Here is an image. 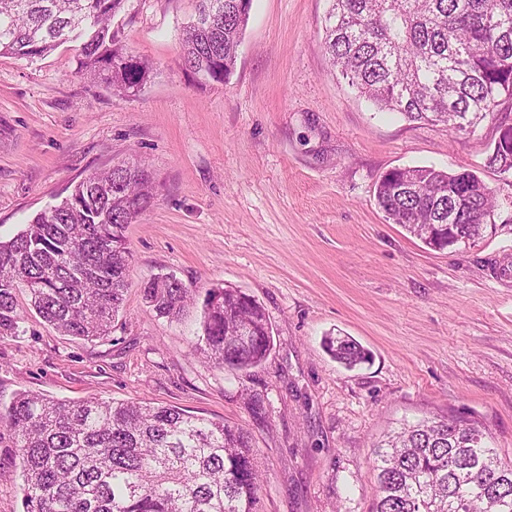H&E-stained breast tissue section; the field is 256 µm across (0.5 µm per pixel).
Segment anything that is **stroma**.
<instances>
[{
  "label": "stroma",
  "mask_w": 512,
  "mask_h": 512,
  "mask_svg": "<svg viewBox=\"0 0 512 512\" xmlns=\"http://www.w3.org/2000/svg\"><path fill=\"white\" fill-rule=\"evenodd\" d=\"M329 0H253L233 75L203 83L181 64L193 0H125L117 43L154 71L113 94L73 44L0 57V240L120 160L149 165L158 193L126 231L131 287L108 336H66L17 296L0 339V408L31 391L175 406L247 430L266 474L262 512H373V446L401 422L457 418L512 459V174L485 165L512 99L472 133L381 113L330 71ZM479 175L498 208L480 239L427 247L378 208L393 168ZM194 292L158 316L142 282ZM212 288L264 307L273 346L220 368L192 348ZM327 336L370 351L353 369ZM13 432L0 422V512H22Z\"/></svg>",
  "instance_id": "1"
}]
</instances>
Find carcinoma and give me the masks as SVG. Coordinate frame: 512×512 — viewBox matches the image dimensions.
Wrapping results in <instances>:
<instances>
[{"label": "carcinoma", "mask_w": 512, "mask_h": 512, "mask_svg": "<svg viewBox=\"0 0 512 512\" xmlns=\"http://www.w3.org/2000/svg\"><path fill=\"white\" fill-rule=\"evenodd\" d=\"M252 0H196L181 59L205 81L233 74ZM125 0H0V57L34 61L78 43L81 68L119 94L152 66L135 61L110 29ZM325 47L332 70L381 112L473 131L512 99V0H329ZM485 167L512 171L502 134ZM145 164L112 167L79 182L60 203L0 241V337L20 333L17 293L59 332L105 336L130 287L125 229L151 205ZM388 220L426 246L480 237L496 201L473 172L394 168L376 183ZM145 301L167 318L190 298L181 281L154 276ZM204 345L213 364L245 370L269 354L263 306L233 288L205 303ZM348 369L369 359L351 339L325 342ZM5 419L23 463L24 512H260L263 480L250 434L173 406L56 400L16 394ZM374 512H512V461L462 420L405 424L374 449Z\"/></svg>", "instance_id": "obj_1"}]
</instances>
